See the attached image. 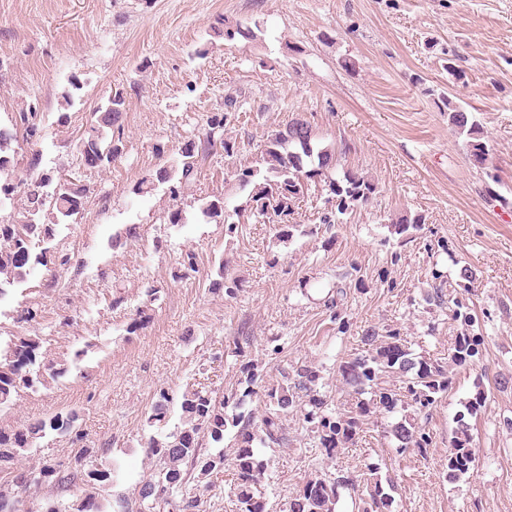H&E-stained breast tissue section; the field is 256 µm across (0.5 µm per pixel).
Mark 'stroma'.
I'll return each mask as SVG.
<instances>
[{"mask_svg":"<svg viewBox=\"0 0 512 512\" xmlns=\"http://www.w3.org/2000/svg\"><path fill=\"white\" fill-rule=\"evenodd\" d=\"M73 79L80 88L62 106ZM118 88L121 153L88 169L76 142ZM446 96L476 116L485 165L449 125ZM229 98L237 111L226 112ZM32 105L43 136L15 142L13 180L59 171L86 187L89 204L57 227L72 267L35 266L0 298V334L38 337L36 366L62 369L15 397L0 428L75 415L81 440L46 431L37 456L110 471L99 512L135 499L150 473L145 444L180 426L187 387L230 395L227 415H257L267 390L305 365L338 421L355 400L342 366L392 337L413 361L447 366V391L424 409L407 395L409 373L381 374L396 408L371 406L331 454L320 429L289 413L287 447L255 450L267 465L256 488L267 512H288L308 480L339 475L355 486L340 489L334 512H363L377 486L389 496L384 512H512V0H0V123ZM214 115L223 127H211ZM298 117L321 146L347 142L338 170L376 187L329 231L325 187L296 201L283 234L251 217L238 177L261 168L267 136ZM209 133L232 155L200 159L177 197L138 193L142 178ZM216 196L244 222L204 218ZM174 210L181 223L169 222ZM417 215L420 229L395 233ZM189 252L195 273L173 278ZM462 280L467 290L430 301L437 282ZM145 304L148 318L136 320ZM462 336L478 353L456 366ZM163 390L166 417L150 422ZM480 392L486 401L467 419L475 465L452 482L451 433ZM399 423L425 434L426 449L398 452ZM105 440L108 455L85 458Z\"/></svg>","mask_w":512,"mask_h":512,"instance_id":"35a3bbf8","label":"stroma"}]
</instances>
